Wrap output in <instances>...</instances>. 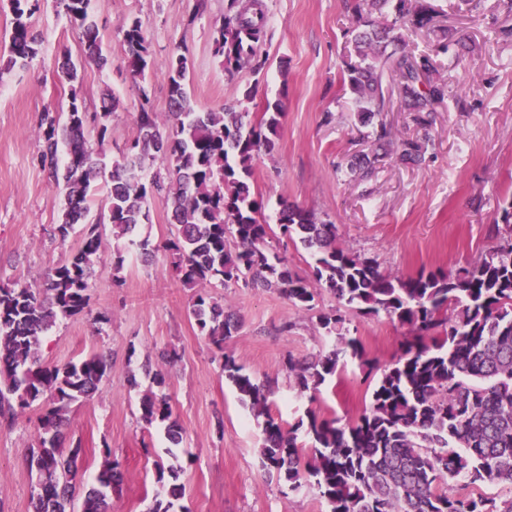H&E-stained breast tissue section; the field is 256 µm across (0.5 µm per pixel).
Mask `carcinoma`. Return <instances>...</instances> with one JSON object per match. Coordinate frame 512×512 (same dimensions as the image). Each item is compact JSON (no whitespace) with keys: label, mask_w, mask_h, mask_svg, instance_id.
<instances>
[{"label":"carcinoma","mask_w":512,"mask_h":512,"mask_svg":"<svg viewBox=\"0 0 512 512\" xmlns=\"http://www.w3.org/2000/svg\"><path fill=\"white\" fill-rule=\"evenodd\" d=\"M91 0H54L82 34L87 62L107 64ZM39 0H11L15 26L10 55L0 71L24 67L38 53L37 38L27 22ZM356 18L352 43L356 60L345 62L343 85L362 126L391 110L398 93L399 110L414 113L423 124L450 99L448 81L430 55L408 50L409 34L431 26L436 14L429 0H352ZM264 0H227L222 24L213 30L215 53L230 74L260 72L258 52L267 34ZM127 69L142 83L159 71L169 86L165 120L149 107L146 91L136 112L137 138L112 163L106 206L112 236H129L149 221L150 207L162 201L171 213L175 233L165 249L175 255L181 282L196 289L191 313L200 335L217 348L237 330L235 314L220 305L207 288L239 280L252 288L276 291L305 311L316 312L317 324L334 337L332 349L310 360L289 362L302 393H316L336 374L340 356L360 354V342L347 335V312L377 316L408 327L411 343L382 369L369 404L353 422L313 414L308 426L289 429L269 413V386L244 371L240 359L224 355V376L237 389L254 419L262 420L261 465L276 474L288 490L308 483L327 505V512H512V497H458L441 486L454 480L512 487V201L502 208L493 232L502 243L478 261L446 273L422 271L402 279L381 270L375 257L337 241L336 225L286 202L277 228L259 221L263 199L252 188L254 163L274 150L283 117L282 105L254 123L242 97L220 111H198L186 88L188 57L173 51L160 68L149 59L139 19L123 24ZM436 55L448 56V70L461 53L449 52L445 34L436 38ZM66 82L78 80V67L68 55L58 61ZM119 100L103 98L102 111L89 114L77 95L68 111L44 110L39 131L42 166L62 183L64 206L57 232L67 238L88 213L91 180L105 169L103 154L85 138L93 124L98 141L106 139L109 120ZM64 145V158L58 157ZM402 160L420 163L428 140L393 138L379 125L373 149L359 155L350 170L369 179L391 151ZM315 250L313 280L299 276L288 261L270 249L275 232ZM103 263L98 225L86 230L80 245L42 283L0 287V417L14 419L41 405L39 447L32 449L30 469L40 483L32 512H67L76 492L73 480L80 445L65 448L62 428L71 406L92 397L104 380L108 361L95 353L76 362L41 365V336L56 319L85 312L95 268ZM333 296L335 310H316L321 292ZM141 419L162 423L172 444L178 425L165 394L149 391L140 400ZM305 428L311 456L302 454L298 431ZM122 474L112 464V449L94 483L85 491L82 512H109L108 494Z\"/></svg>","instance_id":"carcinoma-1"}]
</instances>
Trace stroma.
<instances>
[{"instance_id":"obj_1","label":"stroma","mask_w":512,"mask_h":512,"mask_svg":"<svg viewBox=\"0 0 512 512\" xmlns=\"http://www.w3.org/2000/svg\"><path fill=\"white\" fill-rule=\"evenodd\" d=\"M456 0H431L436 23L449 37L466 38L474 50L456 68L436 57L448 75L453 97L425 127L399 109L382 113L400 137L429 136L419 164L390 155L372 180L355 178L348 168L356 155L369 152L367 130L358 124L341 87L351 43L346 28L354 24L345 0H266L267 37L259 56V74L229 75L215 56L211 33L224 17L225 0H91L105 67L83 62L81 32L56 12L52 0L29 20L38 53L26 70L0 75V287L43 282L69 257L84 227L74 225L67 238L56 227L63 194L38 155L39 118L44 108L67 111L78 95L87 111H99L102 92L119 100L102 146L106 163L138 134L135 112L141 92L154 111L169 110L168 84L153 74L146 88L130 77L123 48L126 20L140 19L148 50L162 64L174 47L190 61L187 90L201 109L219 110L242 87L253 89L246 109L259 121L268 105L281 103L284 117L273 154L254 167V188L264 200L261 220L275 223L281 202L311 211L336 225L341 242L377 257L386 273L408 278L420 270L453 271L476 261L496 244L489 227L503 204L512 201V15L497 0H484L481 15L456 10ZM70 54L80 62V80L60 83L56 61ZM107 187L97 181L89 201V222L99 223L105 258L126 253L125 268L113 276L100 266L91 281L86 314L61 318L44 333L43 365L106 356L109 369L93 398L74 406L64 446L80 445L78 477L91 484L113 458L123 481L109 496L112 512H150L167 500L171 484L184 495L175 512H326L318 491L305 486L284 491L276 476L261 467L262 426L240 402L225 379L224 355L236 353L245 370L269 383L270 411L284 426L315 414L355 420L369 400V381L361 365L392 363L411 335L388 317L351 316L347 328L361 343V354L341 362L335 377L317 397L300 392L287 368L288 359L305 360L331 349L311 313L273 291L241 282L211 288L210 293L235 313L239 327L216 348L201 336L191 314L193 289L172 270L164 244L173 227L164 203L154 202L149 223L132 240H117L110 225L100 224ZM148 240L149 255L131 252V241ZM151 363L165 378L181 443L170 447L162 424H147L139 401L153 383L142 365ZM39 406L12 423L0 421V512H31L39 477L28 458L39 444Z\"/></svg>"}]
</instances>
